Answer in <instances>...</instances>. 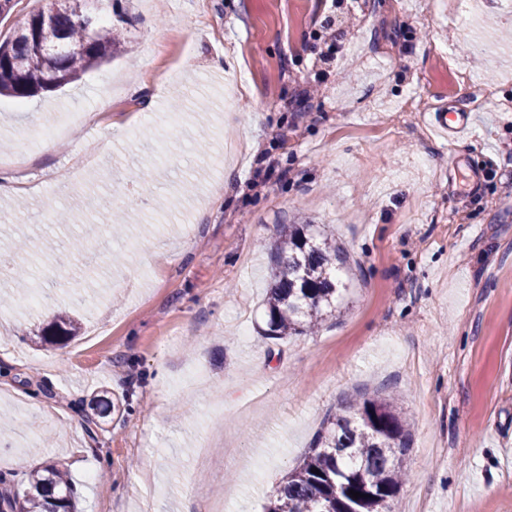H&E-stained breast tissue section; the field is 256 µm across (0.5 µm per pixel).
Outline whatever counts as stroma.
<instances>
[{
	"label": "stroma",
	"instance_id": "obj_1",
	"mask_svg": "<svg viewBox=\"0 0 512 512\" xmlns=\"http://www.w3.org/2000/svg\"><path fill=\"white\" fill-rule=\"evenodd\" d=\"M120 0L125 49L0 97V252L80 319L0 308V473L67 471L79 512H264L326 415L397 393L398 512H512V0ZM494 91L473 130L457 71ZM82 120L45 152V129ZM224 206L214 209L215 197ZM100 228L65 273L75 225ZM346 252L341 314L272 339L281 225ZM114 403L99 417L93 399ZM448 109L441 108L433 112V120L438 129L448 138H455L467 129L469 125L468 114L463 112L447 113ZM79 323L70 316H59L43 330L41 339L45 343L58 344L76 336Z\"/></svg>",
	"mask_w": 512,
	"mask_h": 512
}]
</instances>
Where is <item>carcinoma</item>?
<instances>
[{
	"label": "carcinoma",
	"instance_id": "1",
	"mask_svg": "<svg viewBox=\"0 0 512 512\" xmlns=\"http://www.w3.org/2000/svg\"><path fill=\"white\" fill-rule=\"evenodd\" d=\"M32 15L13 39L0 43V96L26 98L76 82L119 51V17L93 23L60 0L49 21ZM272 261L273 284L266 302L267 335L311 332L338 312L340 287L332 241L309 224H285ZM79 323L60 316L43 330L50 344L76 336ZM408 429L394 400L365 398L330 413L303 461L291 471L264 512H396L403 484ZM319 473H314L313 469ZM29 491L0 492V512H76L77 491L55 465L29 472ZM362 493L355 499L350 491Z\"/></svg>",
	"mask_w": 512,
	"mask_h": 512
}]
</instances>
